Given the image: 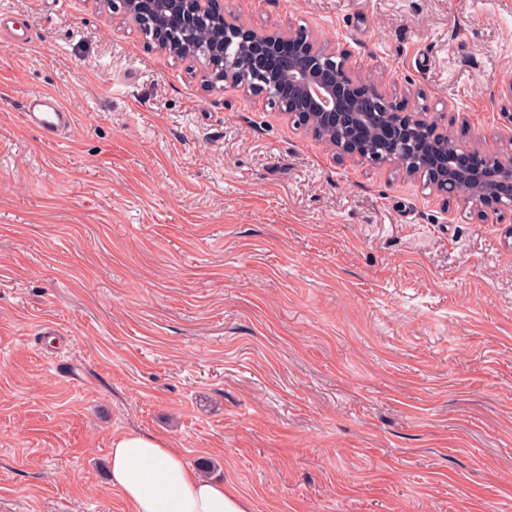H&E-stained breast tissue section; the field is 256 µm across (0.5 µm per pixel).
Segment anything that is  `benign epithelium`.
Listing matches in <instances>:
<instances>
[{"label": "benign epithelium", "instance_id": "7a95c632", "mask_svg": "<svg viewBox=\"0 0 512 512\" xmlns=\"http://www.w3.org/2000/svg\"><path fill=\"white\" fill-rule=\"evenodd\" d=\"M112 10L142 29L161 52L182 51L215 79L245 95L279 101L278 111L306 130L304 115L339 137L316 138L340 161L386 167L416 178L430 165L426 187L442 198L472 202L477 214L512 210V128L496 149L448 146V127L428 108L406 110L381 80L362 78L345 47L324 42L313 30L257 29L224 17L223 0H113ZM512 124V77L498 88Z\"/></svg>", "mask_w": 512, "mask_h": 512}]
</instances>
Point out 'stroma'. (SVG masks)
<instances>
[{
  "mask_svg": "<svg viewBox=\"0 0 512 512\" xmlns=\"http://www.w3.org/2000/svg\"><path fill=\"white\" fill-rule=\"evenodd\" d=\"M224 14L312 28L463 141L512 125V0ZM128 432L251 512H512V214L332 159L103 0H0V512H130ZM24 115L27 124L46 137L57 136L70 129L74 123L73 113L64 108L55 96L49 94L31 96Z\"/></svg>",
  "mask_w": 512,
  "mask_h": 512,
  "instance_id": "stroma-1",
  "label": "stroma"
}]
</instances>
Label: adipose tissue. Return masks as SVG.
<instances>
[{"mask_svg": "<svg viewBox=\"0 0 512 512\" xmlns=\"http://www.w3.org/2000/svg\"><path fill=\"white\" fill-rule=\"evenodd\" d=\"M111 485L133 512H250L247 499L193 470L169 441L122 434L110 444Z\"/></svg>", "mask_w": 512, "mask_h": 512, "instance_id": "obj_1", "label": "adipose tissue"}]
</instances>
